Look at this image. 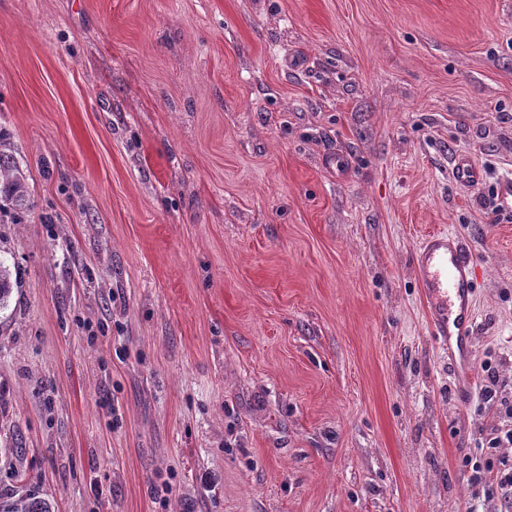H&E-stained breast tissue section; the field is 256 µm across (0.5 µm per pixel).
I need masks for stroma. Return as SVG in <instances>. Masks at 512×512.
<instances>
[{
  "mask_svg": "<svg viewBox=\"0 0 512 512\" xmlns=\"http://www.w3.org/2000/svg\"><path fill=\"white\" fill-rule=\"evenodd\" d=\"M0 138V495L468 512L512 401V0H0ZM439 230L477 267L463 388L413 272ZM0 138V214L28 206V190L24 177ZM453 175L457 183L468 188L478 187L484 181L481 168L464 158L457 160Z\"/></svg>",
  "mask_w": 512,
  "mask_h": 512,
  "instance_id": "1",
  "label": "stroma"
}]
</instances>
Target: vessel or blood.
<instances>
[{"label": "vessel or blood", "instance_id": "vessel-or-blood-1", "mask_svg": "<svg viewBox=\"0 0 512 512\" xmlns=\"http://www.w3.org/2000/svg\"><path fill=\"white\" fill-rule=\"evenodd\" d=\"M453 175L468 188L481 185L484 174L470 160L458 159ZM473 256L453 233L427 235L413 255L415 278L427 304L431 329L452 367H467L476 323Z\"/></svg>", "mask_w": 512, "mask_h": 512}]
</instances>
